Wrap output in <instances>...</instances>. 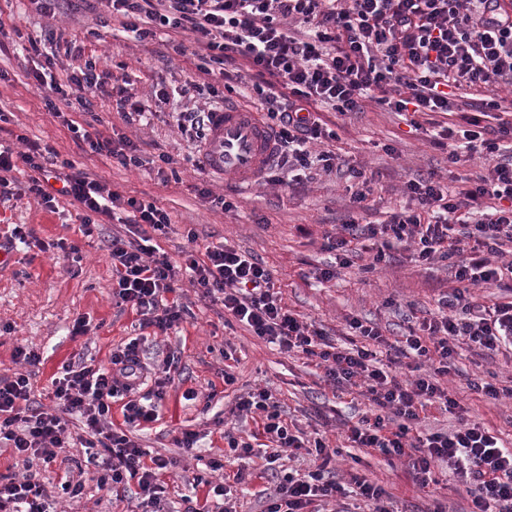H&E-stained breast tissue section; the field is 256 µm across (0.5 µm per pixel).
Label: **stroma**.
I'll use <instances>...</instances> for the list:
<instances>
[{
  "mask_svg": "<svg viewBox=\"0 0 512 512\" xmlns=\"http://www.w3.org/2000/svg\"><path fill=\"white\" fill-rule=\"evenodd\" d=\"M103 11L100 4L86 9L78 0H60L54 14L47 16L36 13L29 0H0V21L15 33L14 39L0 45V110L7 114L0 125L1 138L27 135L51 145L61 157L105 181L112 190L154 200L171 216L167 235L158 237L157 243L174 262H182V252L188 247L186 233L191 229L198 234L199 245L224 242L264 261L273 272L283 304L316 321L337 343L346 342L347 323L354 318L386 331L407 328L435 311L437 299L453 285L447 263L418 265L408 251L396 247L380 264H373L371 253L366 252L340 268L323 234L352 213L354 181L349 168L361 169L372 181L368 207L360 214L364 224L383 223L406 205L403 185L413 174L432 172L453 187L478 174L480 161L465 156L451 161L447 151L431 143L439 128H467L473 110L430 112L413 118L378 104L346 115L322 108L323 122L337 134L329 147L340 155L342 171L302 177L289 187L262 179L245 188L208 176L213 193L235 205L234 210L224 212L194 191L201 177L196 167L200 143L178 129L171 114L220 108L227 102L262 111V99L253 91L251 79L242 78L233 93L219 83L214 84V91L197 94L194 85L210 83L211 78L199 71L191 50L175 51L159 39L138 42L109 27L100 30L99 38L89 37V29L96 26ZM48 28L58 40L54 75L59 84H66L69 68L95 61L111 71L113 83L134 84L142 115L117 112L105 88L96 91L93 111L69 109L61 118L50 112L40 90L28 82L27 73L37 60L26 51L29 39ZM159 84L166 88L169 104L157 105L153 91ZM71 119L92 125L106 136L116 133L140 141L145 166L125 168L86 151L67 129ZM161 152L172 158L175 180L167 182L158 175L155 159ZM17 224L27 225L51 248L42 252L18 247L12 265L0 269V372L15 371L16 347H35L42 359L35 369L32 398L41 403L45 387L64 362L84 353L97 363L108 364L113 348L139 330L136 315L117 306L112 295L111 261L103 238L115 232V225H99L92 236H83L77 208L68 206L52 213L26 195L0 204V238L9 236ZM58 241L76 244L79 262H69L55 249ZM330 267L337 270L335 278L315 279V271ZM180 293L190 309L187 320L169 335L146 344L143 355L144 363L152 368L167 353L177 352L180 372L168 389L160 421L138 434L143 447L179 462L161 477L170 512H184V496L202 499L208 492L206 486L195 488L184 480L186 471L195 470L196 457L225 459L216 419H224L227 427L246 435L255 430L253 420H238L230 412L234 396L255 386L269 389L280 400L288 424L319 433L335 448L329 467L339 481L357 475L380 485L392 512H465L467 487L445 464L434 467L435 485L422 489L409 475L407 458L351 447L347 428L369 414L366 396L336 392L324 381L322 369L303 355L281 352L251 336L241 324L225 323L220 306L200 300L190 283H183ZM80 317L88 320L89 330L76 337L72 328ZM227 352L235 359L236 382L231 386L221 377ZM480 377L501 385L512 383V357L479 356L467 345L457 344L447 385L465 414L431 410L423 430L450 431L466 417L478 419L493 432L512 434V399L494 400L471 392L468 381ZM190 388L199 392V399H184ZM183 429L199 435L195 457H187L174 445ZM85 459L83 448L74 446L60 449L51 467L33 466V474L54 496L57 512H139L134 497L104 495L92 481L87 482L82 497L62 494L59 483L65 471ZM226 461L223 476L240 469L246 474L244 489L236 494L238 512H265L267 496L276 485L261 476V459Z\"/></svg>",
  "mask_w": 512,
  "mask_h": 512,
  "instance_id": "1",
  "label": "stroma"
}]
</instances>
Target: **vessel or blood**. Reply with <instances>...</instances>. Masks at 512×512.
Wrapping results in <instances>:
<instances>
[{"label": "vessel or blood", "mask_w": 512, "mask_h": 512, "mask_svg": "<svg viewBox=\"0 0 512 512\" xmlns=\"http://www.w3.org/2000/svg\"><path fill=\"white\" fill-rule=\"evenodd\" d=\"M276 153L275 132L260 113L238 106L212 112L201 153L205 169L250 186L264 174Z\"/></svg>", "instance_id": "1"}]
</instances>
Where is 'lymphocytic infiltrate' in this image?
<instances>
[{
  "label": "lymphocytic infiltrate",
  "instance_id": "1",
  "mask_svg": "<svg viewBox=\"0 0 512 512\" xmlns=\"http://www.w3.org/2000/svg\"><path fill=\"white\" fill-rule=\"evenodd\" d=\"M113 22L145 41L158 31L191 35L202 50V71L225 78L226 67L243 60L259 83L273 78L279 90L264 93L266 120L275 129L278 153L293 166L307 168L318 158L325 171L337 167V155L325 144L334 140L319 108L340 113L363 111L375 93L393 111L456 112L458 89H488L512 84V6L506 0H103ZM110 77L95 62H85L68 77L79 109L92 111L91 93ZM478 115L464 131L469 154L483 159L485 171L469 187L449 189L434 175L416 174L404 192L412 204L382 224H363L349 217L325 232L338 266L375 244V261L386 259L385 245L412 244L415 262H447L455 285L437 301L438 314L389 338L375 325L350 320L347 344H336L315 322L303 320L275 289L267 265L233 246L196 249L198 236L188 231L190 250L175 265L154 238L166 234L169 213L156 202L126 196L93 179L47 145L18 135L21 150L0 145V200L10 199L14 173L31 170L25 192L45 209L61 203L78 206L81 232L92 235L103 223L122 224L126 234L106 240L114 295L120 307L138 317L139 328L167 334L189 314L172 294L182 272L202 300L221 304L226 315L281 351L315 361L323 379L342 393L365 388L372 415L348 429L357 448L386 456L410 458V474L421 487L433 480V467L448 464L470 486L468 512H512V448L479 422H463L453 431L425 432L421 424L430 409H459L441 379L456 342L479 354L512 349V302H475L471 289L496 285L512 276V261L498 262L504 244H512V157L500 142L512 138V121L503 117L501 99L472 103ZM495 119L484 128L481 117ZM67 127L76 142L94 154L125 167H141L140 146L121 136L87 130L76 121ZM143 335L113 349L109 367L81 358L65 362L51 381L53 409L31 399L29 375H0V449L11 451L25 467L48 466L66 444L70 417L82 423L77 440L95 464L93 479L106 492L135 490L141 512H166L163 471L174 459L149 455L136 436L156 422L168 394L178 357L167 356L148 371L141 355ZM387 361H380V353ZM430 371H422V361ZM408 369L409 378L397 375ZM120 404L123 424L113 427V404ZM234 413L256 415L272 445L267 467L304 448L281 418L271 393L254 389L236 396ZM315 465L303 473L282 476L266 512H336L344 485L327 468L331 450L314 439ZM49 492L34 475L0 474V512H50Z\"/></svg>",
  "mask_w": 512,
  "mask_h": 512
}]
</instances>
